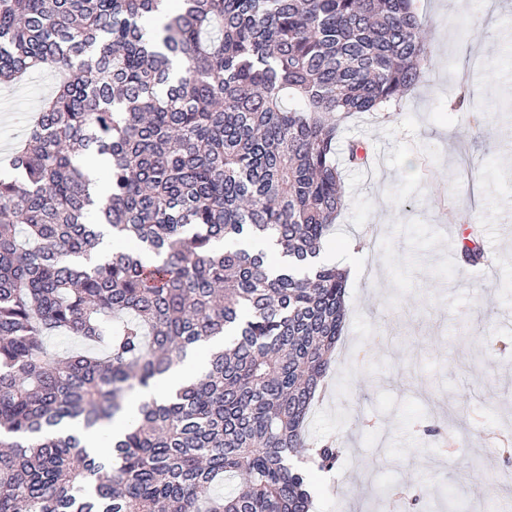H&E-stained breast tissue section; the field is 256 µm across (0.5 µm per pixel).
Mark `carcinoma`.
I'll return each instance as SVG.
<instances>
[{"instance_id": "carcinoma-1", "label": "carcinoma", "mask_w": 512, "mask_h": 512, "mask_svg": "<svg viewBox=\"0 0 512 512\" xmlns=\"http://www.w3.org/2000/svg\"><path fill=\"white\" fill-rule=\"evenodd\" d=\"M428 60L413 0H0V85L62 75L0 168V512H309L340 457L301 461L345 320V273L313 263L339 120L398 104ZM58 334L83 347L50 353ZM216 338L103 451L69 429ZM400 500L429 512L416 485ZM224 342H217V343H207L204 344L202 347L194 351L192 354H190L183 365L177 367L176 369L172 370L168 377L163 382L162 386L160 387L159 392H155V396L161 395L165 393L166 391L172 390L179 386V384L183 383L185 380H187L190 376L197 374L200 372L205 365V355L208 354L211 349L214 347H223Z\"/></svg>"}]
</instances>
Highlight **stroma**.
<instances>
[{"instance_id":"35a3bbf8","label":"stroma","mask_w":512,"mask_h":512,"mask_svg":"<svg viewBox=\"0 0 512 512\" xmlns=\"http://www.w3.org/2000/svg\"><path fill=\"white\" fill-rule=\"evenodd\" d=\"M459 0H414L431 47L424 79L396 108L342 123L337 154L360 141L374 169L343 166L347 204L326 243L337 265L357 245L345 334L327 386L307 420L309 439H336L351 464L322 473L312 512H370L375 486L422 483L428 501L455 490L458 512L493 503L512 512V486L490 442H512V0L461 10ZM467 78L470 107H455ZM54 73L0 87V163L25 134ZM486 109L473 139L471 108ZM464 224H480L491 265L470 267L448 247ZM446 439L468 424L462 456L425 440L426 421Z\"/></svg>"}]
</instances>
